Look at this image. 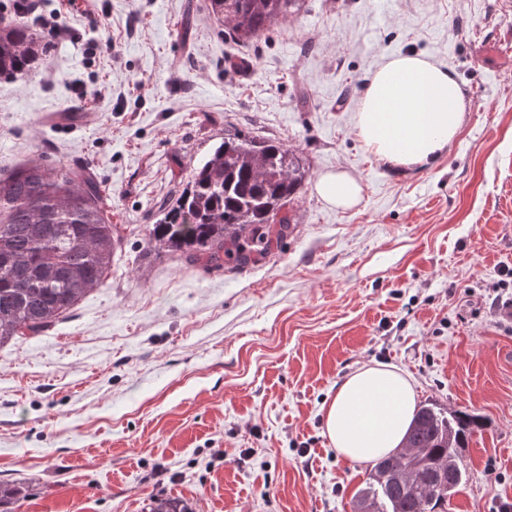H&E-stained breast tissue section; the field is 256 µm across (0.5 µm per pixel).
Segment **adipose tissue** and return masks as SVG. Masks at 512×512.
Here are the masks:
<instances>
[{"mask_svg":"<svg viewBox=\"0 0 512 512\" xmlns=\"http://www.w3.org/2000/svg\"><path fill=\"white\" fill-rule=\"evenodd\" d=\"M462 88L448 71L416 54L381 66L358 101L356 134L365 150L392 168H424L455 141L464 121ZM318 195L341 209L362 194L358 178L327 173ZM416 392L400 369L362 365L324 407L325 432L343 460L369 462L399 448L415 411Z\"/></svg>","mask_w":512,"mask_h":512,"instance_id":"ef3b65f1","label":"adipose tissue"}]
</instances>
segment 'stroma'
I'll use <instances>...</instances> for the list:
<instances>
[{"label":"stroma","mask_w":512,"mask_h":512,"mask_svg":"<svg viewBox=\"0 0 512 512\" xmlns=\"http://www.w3.org/2000/svg\"><path fill=\"white\" fill-rule=\"evenodd\" d=\"M57 10L72 38L48 71L0 77V173L90 168L120 243L64 319L0 346V481L31 489L14 512H352L372 466L337 456L321 408L375 363L487 419L448 512L512 503V321L493 316L512 269V0H299L247 42L207 0H42ZM406 53L468 101L421 169L380 165L354 130L376 68ZM228 133L282 143L308 178L277 249L205 270L150 231ZM340 171L363 184L349 210L315 188Z\"/></svg>","instance_id":"stroma-1"}]
</instances>
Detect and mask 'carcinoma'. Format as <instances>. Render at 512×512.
Returning <instances> with one entry per match:
<instances>
[{
  "label": "carcinoma",
  "instance_id": "carcinoma-1",
  "mask_svg": "<svg viewBox=\"0 0 512 512\" xmlns=\"http://www.w3.org/2000/svg\"><path fill=\"white\" fill-rule=\"evenodd\" d=\"M297 0H208V10L237 39L248 41L285 18ZM40 39L20 22L0 26V76L23 74L39 59ZM307 170L272 141L227 134L194 170L186 188L153 225L161 247L206 268L245 266L284 236ZM117 242L105 192L87 169L30 161L0 175V347L48 330L110 271ZM482 417L434 402L417 406L407 451L376 462L355 498L364 512H445L465 482L462 450ZM23 483L0 482V512L24 500ZM149 512H192L182 500L157 497Z\"/></svg>",
  "mask_w": 512,
  "mask_h": 512
}]
</instances>
